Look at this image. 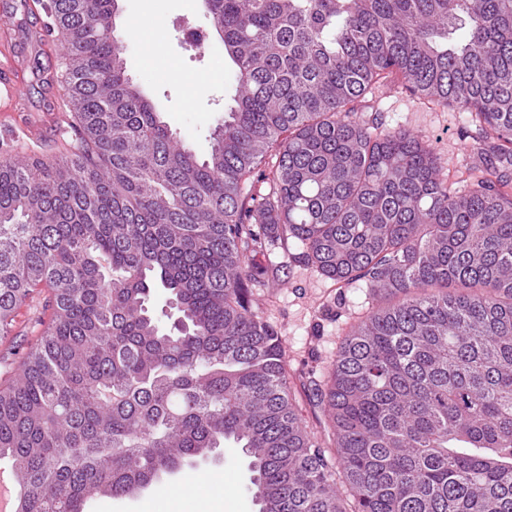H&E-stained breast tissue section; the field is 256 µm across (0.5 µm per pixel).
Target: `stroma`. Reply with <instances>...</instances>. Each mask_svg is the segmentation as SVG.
<instances>
[{
	"mask_svg": "<svg viewBox=\"0 0 512 512\" xmlns=\"http://www.w3.org/2000/svg\"><path fill=\"white\" fill-rule=\"evenodd\" d=\"M119 8L115 35L129 77L162 112L173 135L197 156H205L230 103L232 70L202 0H119ZM2 13L14 15L20 41L14 47L0 45V67L18 70L20 81L14 99L0 100V158L49 162L70 153L76 144L63 78L64 54L57 41L41 36L49 17L40 0H0ZM144 22L160 30L158 43L144 38ZM189 27L207 32L205 49L186 43ZM358 113L366 122L429 141L449 181L460 187L470 182L477 162L475 146H493L469 113L417 99L396 80L367 93ZM49 297L47 289H37L19 310L10 335L0 340V383L14 375L41 324L50 321ZM249 299L283 343L300 417L310 428H318L323 416L309 400L310 382L326 372L353 319L367 314L364 284L342 287L295 262L284 282L253 287ZM248 464L241 448L228 443L220 463L200 465L190 475L223 479L229 512H258ZM187 476L164 479L134 496L91 500L87 512H154L184 489Z\"/></svg>",
	"mask_w": 512,
	"mask_h": 512,
	"instance_id": "obj_1",
	"label": "stroma"
}]
</instances>
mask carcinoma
<instances>
[{
  "instance_id": "1",
  "label": "carcinoma",
  "mask_w": 512,
  "mask_h": 512,
  "mask_svg": "<svg viewBox=\"0 0 512 512\" xmlns=\"http://www.w3.org/2000/svg\"><path fill=\"white\" fill-rule=\"evenodd\" d=\"M233 105L203 158L126 73L114 0H50L76 152L0 160V338L53 316L0 384L17 512H84L218 451L271 512H512V0H206ZM495 141L466 191L434 149L357 119L391 76ZM376 300L297 413L249 299L278 241ZM162 288L167 330L149 305Z\"/></svg>"
}]
</instances>
